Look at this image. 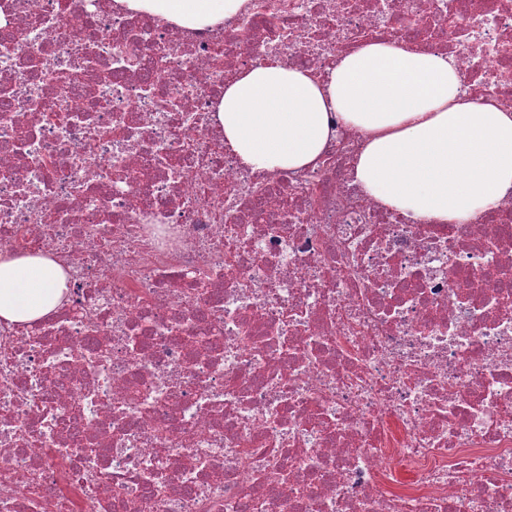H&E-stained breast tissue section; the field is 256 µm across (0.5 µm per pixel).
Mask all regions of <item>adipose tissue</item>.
<instances>
[{
	"label": "adipose tissue",
	"mask_w": 512,
	"mask_h": 512,
	"mask_svg": "<svg viewBox=\"0 0 512 512\" xmlns=\"http://www.w3.org/2000/svg\"><path fill=\"white\" fill-rule=\"evenodd\" d=\"M185 30L222 27L247 0H121ZM214 119L242 170L316 161L335 125L358 129L355 183L379 205L452 224L512 194V110L471 100L453 60L377 41L338 57L324 77L270 59L224 84ZM51 254L0 250V321L34 325L67 299Z\"/></svg>",
	"instance_id": "ef3b65f1"
}]
</instances>
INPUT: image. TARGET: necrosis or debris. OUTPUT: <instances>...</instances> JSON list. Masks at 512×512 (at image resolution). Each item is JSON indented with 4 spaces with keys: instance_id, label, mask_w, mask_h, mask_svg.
Segmentation results:
<instances>
[{
    "instance_id": "necrosis-or-debris-1",
    "label": "necrosis or debris",
    "mask_w": 512,
    "mask_h": 512,
    "mask_svg": "<svg viewBox=\"0 0 512 512\" xmlns=\"http://www.w3.org/2000/svg\"><path fill=\"white\" fill-rule=\"evenodd\" d=\"M366 37L512 108V0H0V247L73 285L0 325V512H512V197L413 221L353 184L359 131L247 173L212 117ZM128 11L161 17L185 30L220 28L247 0H116Z\"/></svg>"
}]
</instances>
